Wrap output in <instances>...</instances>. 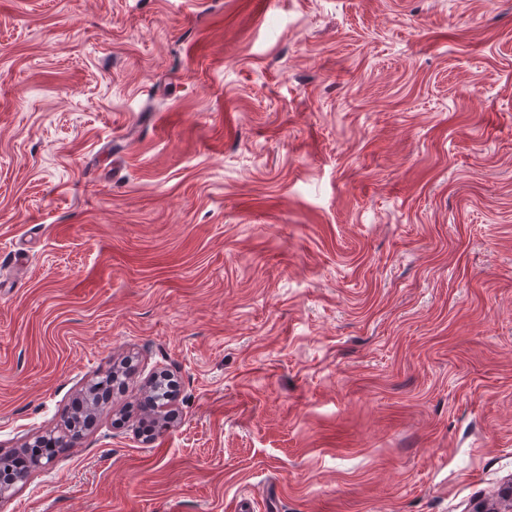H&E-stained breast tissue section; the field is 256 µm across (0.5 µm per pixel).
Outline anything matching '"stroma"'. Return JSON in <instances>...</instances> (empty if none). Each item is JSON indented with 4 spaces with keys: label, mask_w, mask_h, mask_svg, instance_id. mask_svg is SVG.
I'll use <instances>...</instances> for the list:
<instances>
[{
    "label": "stroma",
    "mask_w": 512,
    "mask_h": 512,
    "mask_svg": "<svg viewBox=\"0 0 512 512\" xmlns=\"http://www.w3.org/2000/svg\"><path fill=\"white\" fill-rule=\"evenodd\" d=\"M115 369L0 512H507L512 0H0V457Z\"/></svg>",
    "instance_id": "35a3bbf8"
}]
</instances>
